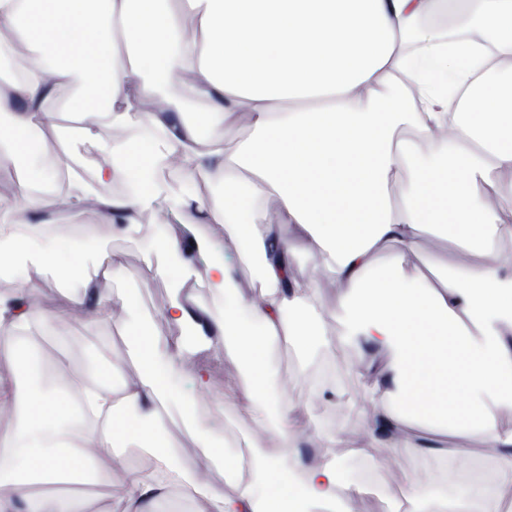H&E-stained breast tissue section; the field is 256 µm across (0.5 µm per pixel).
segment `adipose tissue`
Instances as JSON below:
<instances>
[{"mask_svg":"<svg viewBox=\"0 0 512 512\" xmlns=\"http://www.w3.org/2000/svg\"><path fill=\"white\" fill-rule=\"evenodd\" d=\"M449 11L469 18L464 35L448 41L419 28L422 17ZM0 23L10 30L0 59L19 44L38 57L24 76L0 70L1 155L24 165L29 134L59 106L103 158L93 180L70 170V210L95 208L113 234L128 233L162 193L152 167L176 154L188 181L222 189L213 201H174L178 222L224 228L156 244L168 260L148 272L174 285L166 316L186 331L174 349L142 319L128 329L135 378L118 384L105 368L89 385L59 363L49 389L24 343L39 321L21 274L32 264L79 285L68 309H91L106 324L112 308L97 283L121 258L39 223L57 198L29 182L18 198L0 199V269L19 281L0 294V357L11 367L0 374V406L15 412L0 429V512H88L87 497L53 490L65 466L112 488L105 512H164L176 498L187 512H355L363 485L345 483L335 461L305 465L295 408L270 393L266 351L282 337L304 357L337 344L372 349L356 375L366 381L369 431L391 457L449 458L447 439L468 437L512 473V254L495 248L512 239V0H0ZM159 97L166 108L140 112L142 99ZM198 101L207 111L190 115ZM239 112L252 114V129L229 153ZM135 121L152 137L100 135ZM443 125L448 137L435 139ZM407 127L429 141L426 157L398 140ZM120 164L131 187L117 198L104 188ZM406 172L393 201L389 186ZM483 184L491 196L481 197ZM260 202L276 221L259 218ZM426 232L478 262L445 265L436 285L407 277L404 261ZM299 240L327 258L340 287L338 340L327 337L313 285L293 275ZM229 243L256 263L257 296H242L238 267L224 258ZM384 251L391 258L382 262ZM191 279L224 297L223 316L185 293ZM212 345L243 364L241 407L280 442L229 456L202 439V463L223 466L228 493L175 462L165 428L172 404L185 426L194 423L196 400L178 380L188 357ZM118 447L147 449L154 461L97 467L94 449ZM469 482L463 495L423 492L409 473L394 512H500L481 470Z\"/></svg>","mask_w":512,"mask_h":512,"instance_id":"adipose-tissue-1","label":"adipose tissue"}]
</instances>
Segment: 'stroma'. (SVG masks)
Returning a JSON list of instances; mask_svg holds the SVG:
<instances>
[{"instance_id":"obj_1","label":"stroma","mask_w":512,"mask_h":512,"mask_svg":"<svg viewBox=\"0 0 512 512\" xmlns=\"http://www.w3.org/2000/svg\"><path fill=\"white\" fill-rule=\"evenodd\" d=\"M65 114H57L55 128L41 131L40 160L29 163L28 169L33 180H40L43 173L56 170L59 160L71 159L72 165L84 178L96 175L101 157L97 150L79 140L59 135V128L68 126ZM155 179L162 186L163 193L154 204L145 210L140 218V229L130 236L111 235L108 225L102 224L94 209L78 213L59 210L61 223L90 228L98 242L123 257V268L110 280L100 282L103 295L114 297V318L110 324H98L90 310L65 311L66 299L60 283L40 268L31 266L26 270V279L31 293L42 313L52 316L65 313L63 332L69 338L66 348H59L39 335L31 332L29 346L34 349L43 365L50 366L56 360H67L70 369L78 374H87L91 364L118 365V379H130L137 375L138 366L127 355L128 311L122 305V294L134 291L142 312L150 319L154 333L161 342L170 344L183 336L181 327L169 322L165 310L171 300L172 290L166 281L148 276L150 265L156 264L160 256L155 249L156 240L170 233L185 234L182 225L173 223L169 214L171 199L183 195L186 179L178 163L167 160L155 170ZM451 257L454 262H464L465 257L448 240L424 234L416 243L413 253L405 260L407 276H422L437 281L439 270L435 259ZM296 278L312 283L328 315L327 330L336 334L340 327L333 311L339 289L332 280L324 258L304 248H297L293 260ZM268 386L279 398L298 408L308 428L301 433L300 451L306 464L315 465L324 460H335L348 481H355L362 469H376V462L386 451L382 448L369 450L368 456L357 453L365 446V426L360 415L368 403L362 398L363 382L354 375L357 367L364 365L366 356L358 351L336 349L334 353L320 352L306 366H299L292 345L286 340L274 342L267 351ZM332 363L342 373L336 383L341 391V400L330 401L314 392L312 379L321 371L324 363ZM194 367L206 372L208 387L196 391L195 432H187L180 422L169 424L170 437L175 444L174 456L181 464L194 465L202 454L197 436L209 434L218 440L236 436L237 447H245L252 423L248 415L235 412L224 400V393L233 389L244 392L248 387L247 372L238 361L224 353L211 349L199 350L191 359ZM332 417L335 423L336 440L332 447H323L318 432L324 417ZM441 463L435 458L405 459L386 470L377 471V484L369 494L362 496L357 512H386L389 503L402 495L404 475L418 471L423 479L422 491L432 490L438 482Z\"/></svg>"}]
</instances>
